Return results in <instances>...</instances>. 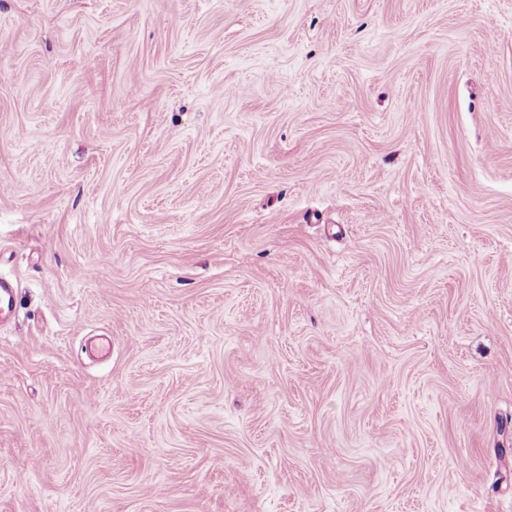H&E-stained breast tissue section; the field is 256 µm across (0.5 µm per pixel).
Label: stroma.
Listing matches in <instances>:
<instances>
[{"instance_id":"1","label":"stroma","mask_w":512,"mask_h":512,"mask_svg":"<svg viewBox=\"0 0 512 512\" xmlns=\"http://www.w3.org/2000/svg\"><path fill=\"white\" fill-rule=\"evenodd\" d=\"M0 512H512V0H0Z\"/></svg>"}]
</instances>
